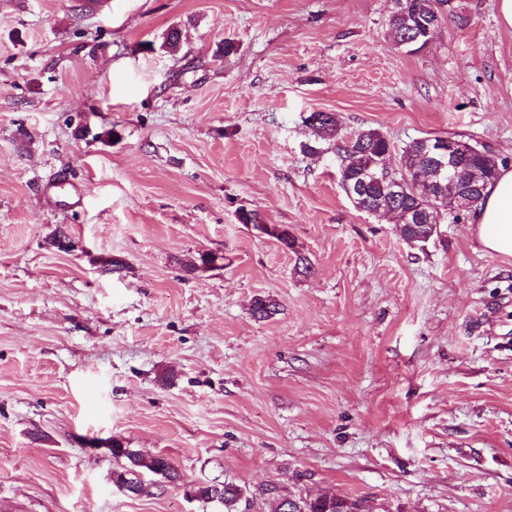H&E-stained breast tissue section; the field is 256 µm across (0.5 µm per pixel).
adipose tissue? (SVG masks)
Returning <instances> with one entry per match:
<instances>
[{"mask_svg":"<svg viewBox=\"0 0 512 512\" xmlns=\"http://www.w3.org/2000/svg\"><path fill=\"white\" fill-rule=\"evenodd\" d=\"M473 222L484 250L512 257V169H501L487 185Z\"/></svg>","mask_w":512,"mask_h":512,"instance_id":"ef3b65f1","label":"adipose tissue"}]
</instances>
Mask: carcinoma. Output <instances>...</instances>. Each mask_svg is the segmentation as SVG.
Returning a JSON list of instances; mask_svg holds the SVG:
<instances>
[{
    "instance_id": "carcinoma-1",
    "label": "carcinoma",
    "mask_w": 512,
    "mask_h": 512,
    "mask_svg": "<svg viewBox=\"0 0 512 512\" xmlns=\"http://www.w3.org/2000/svg\"><path fill=\"white\" fill-rule=\"evenodd\" d=\"M443 3L444 0H405V8L393 10L389 18L388 35L392 42L411 39L417 33L421 34V40H426V30L435 28L441 21L439 6ZM305 122L312 128L315 139L319 140L326 136L336 138V156L343 162L339 168V183L344 191L354 183L360 171L370 166L378 167L387 156L393 154L394 146L376 129L342 136L339 119L328 112H313L305 118ZM399 162L403 166L402 174L421 177L423 182L432 184L431 195L418 199H397L388 191L387 182L377 179L370 181L365 187L366 198L370 204L402 221L405 212L420 203L424 205L425 224L437 218L438 209H449V205L445 203V199L448 198V183L445 182L440 187L435 186V169L431 159L425 154L422 139H414L403 146ZM485 168V157L477 155L459 181L461 188L471 193L477 204L482 200L483 191L491 181V177L485 175ZM276 309V303L258 298L252 305V315L256 319L264 320L275 314ZM112 458L118 462V467L112 471V481L117 486L132 472L157 475L162 471H168L177 477L180 476L179 471L167 458L144 455L136 449L123 447L118 441L113 442ZM244 494L245 490L238 485H224V496L220 501L224 506V512H237V505ZM294 500L297 501L296 512H338L334 494L298 495Z\"/></svg>"
}]
</instances>
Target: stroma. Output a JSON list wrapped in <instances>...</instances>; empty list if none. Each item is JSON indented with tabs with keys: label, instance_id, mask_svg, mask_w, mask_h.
Here are the masks:
<instances>
[{
	"label": "stroma",
	"instance_id": "35a3bbf8",
	"mask_svg": "<svg viewBox=\"0 0 512 512\" xmlns=\"http://www.w3.org/2000/svg\"><path fill=\"white\" fill-rule=\"evenodd\" d=\"M392 7L0 0V512H222L150 474L119 491L115 438L241 486V512H268L270 487L512 512V258L468 211L412 244L355 209L304 122L398 148L455 135L512 168L496 0H447L415 54L386 35ZM58 229L82 250L49 247ZM204 252L223 267L187 272ZM258 298L276 314L255 319Z\"/></svg>",
	"mask_w": 512,
	"mask_h": 512
}]
</instances>
